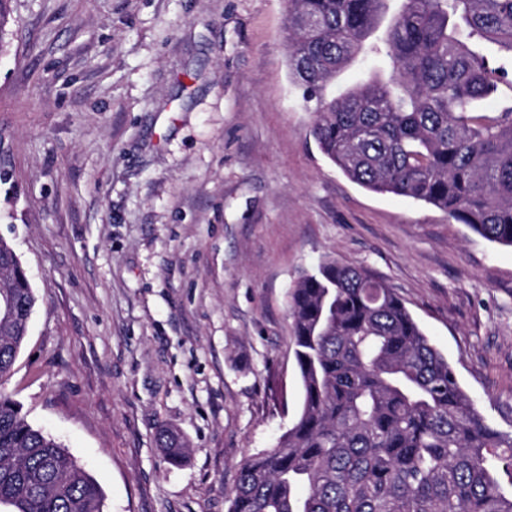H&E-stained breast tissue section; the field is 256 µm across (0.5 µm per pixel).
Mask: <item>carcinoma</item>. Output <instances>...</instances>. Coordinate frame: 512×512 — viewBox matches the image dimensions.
Returning <instances> with one entry per match:
<instances>
[{
	"mask_svg": "<svg viewBox=\"0 0 512 512\" xmlns=\"http://www.w3.org/2000/svg\"><path fill=\"white\" fill-rule=\"evenodd\" d=\"M288 0V67L310 135L350 180L432 205L512 247V105L477 111L512 69V0ZM374 58L342 94L348 67ZM0 382L36 299L0 238ZM302 403L275 447L246 459L228 512H512V433L488 426L393 288L334 260L289 291ZM181 459L179 438L159 437ZM104 512L98 482L0 390V505Z\"/></svg>",
	"mask_w": 512,
	"mask_h": 512,
	"instance_id": "carcinoma-1",
	"label": "carcinoma"
}]
</instances>
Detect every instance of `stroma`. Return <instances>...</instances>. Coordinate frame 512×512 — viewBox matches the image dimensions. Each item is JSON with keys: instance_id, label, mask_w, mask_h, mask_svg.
Listing matches in <instances>:
<instances>
[{"instance_id": "obj_1", "label": "stroma", "mask_w": 512, "mask_h": 512, "mask_svg": "<svg viewBox=\"0 0 512 512\" xmlns=\"http://www.w3.org/2000/svg\"><path fill=\"white\" fill-rule=\"evenodd\" d=\"M286 22L284 0L8 4L0 238L37 303L0 389L105 512H227L298 410L288 291L327 257L394 288L512 432V247L332 165Z\"/></svg>"}]
</instances>
